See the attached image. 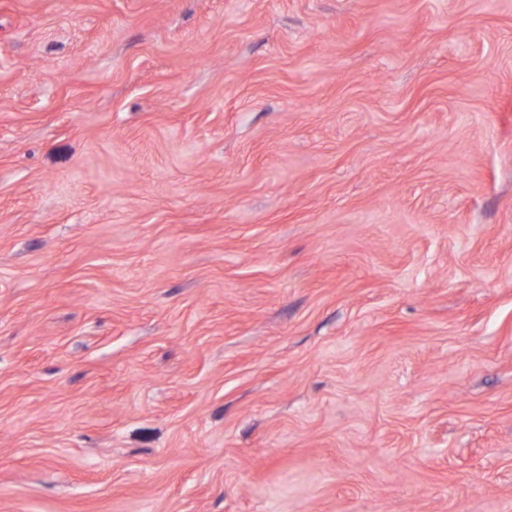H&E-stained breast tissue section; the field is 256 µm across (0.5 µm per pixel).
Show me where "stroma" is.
I'll return each instance as SVG.
<instances>
[{
  "mask_svg": "<svg viewBox=\"0 0 512 512\" xmlns=\"http://www.w3.org/2000/svg\"><path fill=\"white\" fill-rule=\"evenodd\" d=\"M0 512H512V0H0Z\"/></svg>",
  "mask_w": 512,
  "mask_h": 512,
  "instance_id": "stroma-1",
  "label": "stroma"
}]
</instances>
